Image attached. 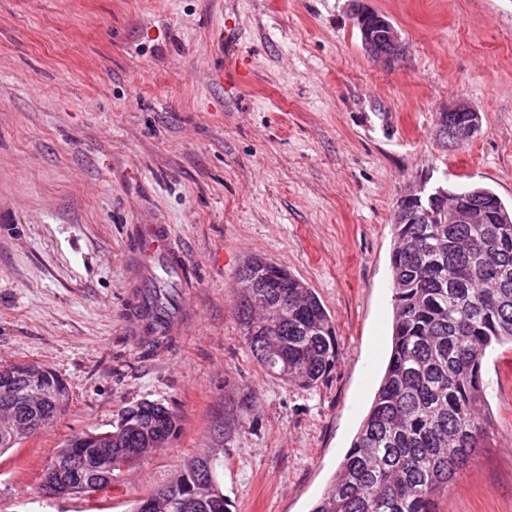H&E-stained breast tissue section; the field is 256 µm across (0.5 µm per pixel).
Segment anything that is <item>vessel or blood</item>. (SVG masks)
Returning a JSON list of instances; mask_svg holds the SVG:
<instances>
[{
	"mask_svg": "<svg viewBox=\"0 0 512 512\" xmlns=\"http://www.w3.org/2000/svg\"><path fill=\"white\" fill-rule=\"evenodd\" d=\"M127 272L126 315L134 343L144 354L166 355L176 336L198 323L191 303L197 285L194 267L170 225H134Z\"/></svg>",
	"mask_w": 512,
	"mask_h": 512,
	"instance_id": "1",
	"label": "vessel or blood"
}]
</instances>
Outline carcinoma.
I'll use <instances>...</instances> for the list:
<instances>
[{"label":"carcinoma","mask_w":512,"mask_h":512,"mask_svg":"<svg viewBox=\"0 0 512 512\" xmlns=\"http://www.w3.org/2000/svg\"><path fill=\"white\" fill-rule=\"evenodd\" d=\"M443 130L471 124L472 112H438ZM407 223L394 225L391 256L393 339L372 406L338 471L312 512H437V499L468 466L490 428L482 405L483 361L512 341V207L482 185L446 188L425 211L406 202ZM236 316L252 355L270 374L315 388L336 367L338 340L316 293L259 256L238 274ZM12 387L0 391L21 416L24 394L43 390V414L69 400L65 382L38 364L3 368ZM257 423L253 399L240 404L237 426ZM180 429L177 412L160 402L121 409L112 431L111 480L148 456L158 438ZM100 435L79 432L57 449L42 487L77 488L89 480ZM218 458L194 457L158 491L157 512H229L217 480Z\"/></svg>","instance_id":"cac0c4a2"}]
</instances>
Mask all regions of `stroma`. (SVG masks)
<instances>
[{
	"instance_id": "1",
	"label": "stroma",
	"mask_w": 512,
	"mask_h": 512,
	"mask_svg": "<svg viewBox=\"0 0 512 512\" xmlns=\"http://www.w3.org/2000/svg\"><path fill=\"white\" fill-rule=\"evenodd\" d=\"M409 45L386 68L350 0H0V367L38 363L69 401L0 455V512H132L193 457L231 512H311L368 413L392 339L391 213L408 189L481 183L512 203V0H367ZM467 99L481 128L444 146ZM172 225L200 286L168 356L127 334L135 224ZM303 280L338 362L267 373L236 317L246 257ZM512 344L484 366L491 427L438 512H512ZM258 424L224 433L245 395ZM151 400L181 430L92 496L41 489L70 435ZM474 112H478L474 106L469 103L465 99H458L448 103L447 108L443 109L440 112H437L435 118V127L441 126L443 130L447 131L448 129L454 128L448 136L455 143H461L466 140L473 138L476 134V126L471 124L475 120ZM436 120L439 121V124L436 123ZM470 124V125H468ZM438 133L442 134L441 129H438ZM450 139H443L444 144L450 143ZM447 142V143H446ZM452 144V143H450ZM448 146V145H447Z\"/></svg>"
}]
</instances>
